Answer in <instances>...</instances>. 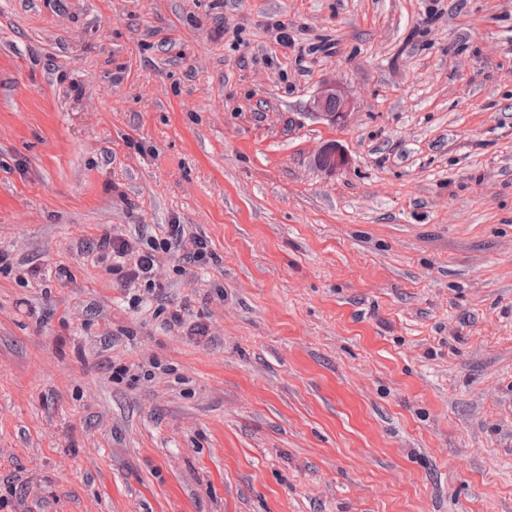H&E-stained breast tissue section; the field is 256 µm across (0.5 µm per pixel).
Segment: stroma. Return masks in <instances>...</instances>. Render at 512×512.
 Segmentation results:
<instances>
[{
    "instance_id": "obj_1",
    "label": "stroma",
    "mask_w": 512,
    "mask_h": 512,
    "mask_svg": "<svg viewBox=\"0 0 512 512\" xmlns=\"http://www.w3.org/2000/svg\"><path fill=\"white\" fill-rule=\"evenodd\" d=\"M0 250V512H512V0H0ZM313 108L323 119L332 123L344 121L350 101L344 88L336 80H325L314 98ZM115 224L102 229L96 243L94 262L105 267L106 272L117 276L123 287L153 293L163 288L159 276V255L172 249L191 245L189 256L203 265L218 264L219 259L206 239L188 234V225L161 224L160 234L146 240L132 238ZM140 288V289H139Z\"/></svg>"
}]
</instances>
